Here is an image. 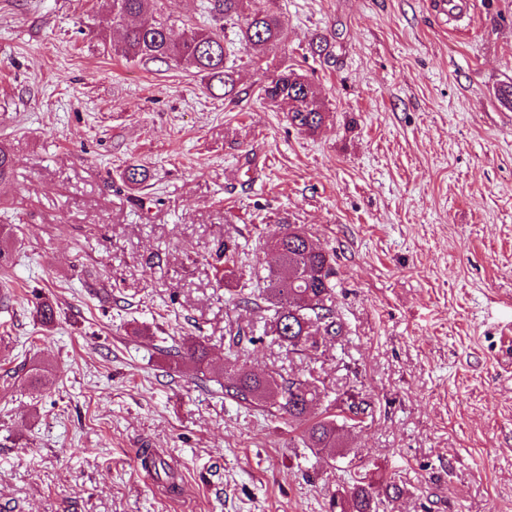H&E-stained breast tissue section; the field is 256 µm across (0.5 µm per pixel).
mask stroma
Wrapping results in <instances>:
<instances>
[{"label": "stroma", "instance_id": "stroma-1", "mask_svg": "<svg viewBox=\"0 0 512 512\" xmlns=\"http://www.w3.org/2000/svg\"><path fill=\"white\" fill-rule=\"evenodd\" d=\"M472 2L272 0L267 54L225 29L244 87L309 75L310 135L113 56L100 0H0V512H329L359 475L386 512H512V0ZM288 223L335 256L344 332L305 354L239 302ZM192 342L203 364L167 357ZM235 358L364 402L343 458L226 397Z\"/></svg>", "mask_w": 512, "mask_h": 512}]
</instances>
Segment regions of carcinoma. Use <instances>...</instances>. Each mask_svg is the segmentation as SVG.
I'll return each instance as SVG.
<instances>
[{"label":"carcinoma","instance_id":"cac0c4a2","mask_svg":"<svg viewBox=\"0 0 512 512\" xmlns=\"http://www.w3.org/2000/svg\"><path fill=\"white\" fill-rule=\"evenodd\" d=\"M159 2L104 0L112 13V55L125 60L174 62L192 69L207 80L209 87L223 89L224 98L231 103L249 91L238 87L235 63L224 45L225 27L230 24L237 28L240 42L249 51L266 54L282 42L284 25L280 15L260 0H209V28H191L178 38L172 36ZM258 96L267 103L287 106L288 124L298 131L314 133L326 121V108L311 83L291 68L267 76ZM148 178L149 171L138 165L124 171V179L133 189L141 188ZM271 253L273 263L263 279L262 291L241 298V303L257 309L262 302L272 307L271 332L294 353L318 349L313 339L315 328L327 337L341 335L343 325L332 306V256L298 224L288 225L272 241ZM224 391L242 406L269 407L273 414L288 418V423L304 427L311 448L344 447L346 422H356L365 413L362 404L350 397L336 399L334 415L312 413L321 400V391L310 377L279 382L270 375L240 368L229 373ZM331 508L336 512H379L371 484L360 479L349 487L345 497L332 502Z\"/></svg>","mask_w":512,"mask_h":512}]
</instances>
